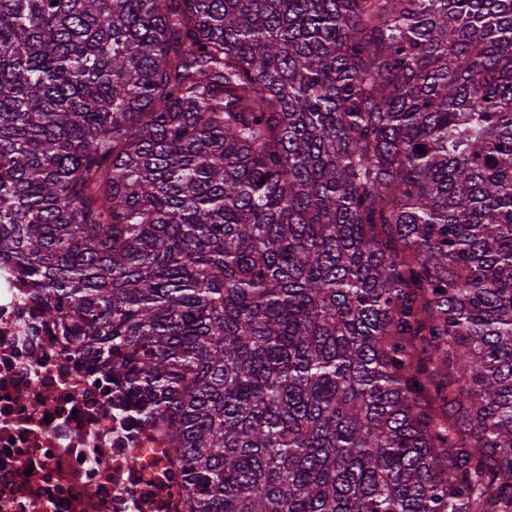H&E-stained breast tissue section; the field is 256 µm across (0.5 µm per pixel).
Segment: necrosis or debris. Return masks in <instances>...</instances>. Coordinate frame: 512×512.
Returning <instances> with one entry per match:
<instances>
[{"label": "necrosis or debris", "instance_id": "4bbe7bcc", "mask_svg": "<svg viewBox=\"0 0 512 512\" xmlns=\"http://www.w3.org/2000/svg\"><path fill=\"white\" fill-rule=\"evenodd\" d=\"M161 429L75 353L0 263V512H185Z\"/></svg>", "mask_w": 512, "mask_h": 512}]
</instances>
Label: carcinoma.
<instances>
[{
  "label": "carcinoma",
  "instance_id": "1",
  "mask_svg": "<svg viewBox=\"0 0 512 512\" xmlns=\"http://www.w3.org/2000/svg\"><path fill=\"white\" fill-rule=\"evenodd\" d=\"M0 262L190 512H512V0H0Z\"/></svg>",
  "mask_w": 512,
  "mask_h": 512
}]
</instances>
